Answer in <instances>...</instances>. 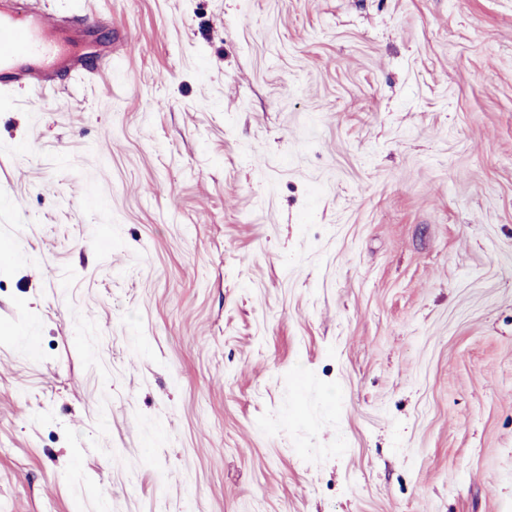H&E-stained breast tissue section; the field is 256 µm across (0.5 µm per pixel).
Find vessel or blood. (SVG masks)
<instances>
[{
    "label": "vessel or blood",
    "mask_w": 512,
    "mask_h": 512,
    "mask_svg": "<svg viewBox=\"0 0 512 512\" xmlns=\"http://www.w3.org/2000/svg\"><path fill=\"white\" fill-rule=\"evenodd\" d=\"M69 28L52 16L28 12L23 0H0V91L53 87L58 68L87 75L68 53Z\"/></svg>",
    "instance_id": "b4317fda"
}]
</instances>
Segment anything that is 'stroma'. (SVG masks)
<instances>
[{
    "label": "stroma",
    "mask_w": 512,
    "mask_h": 512,
    "mask_svg": "<svg viewBox=\"0 0 512 512\" xmlns=\"http://www.w3.org/2000/svg\"><path fill=\"white\" fill-rule=\"evenodd\" d=\"M31 2L0 512H512V0ZM28 1H0V91L52 88L57 67L74 76H92L82 61L67 57L70 28L50 15L28 12Z\"/></svg>",
    "instance_id": "obj_1"
}]
</instances>
